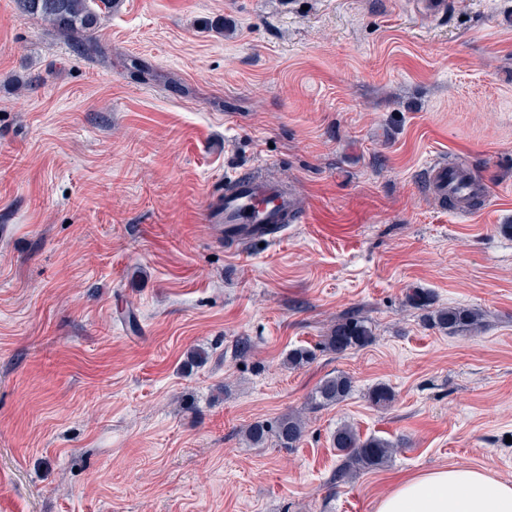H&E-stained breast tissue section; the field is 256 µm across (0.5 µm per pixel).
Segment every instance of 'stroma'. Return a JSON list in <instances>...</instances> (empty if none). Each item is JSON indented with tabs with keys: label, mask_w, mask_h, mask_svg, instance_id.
Listing matches in <instances>:
<instances>
[{
	"label": "stroma",
	"mask_w": 512,
	"mask_h": 512,
	"mask_svg": "<svg viewBox=\"0 0 512 512\" xmlns=\"http://www.w3.org/2000/svg\"><path fill=\"white\" fill-rule=\"evenodd\" d=\"M97 35L91 60L0 0V512H374L437 467L512 481V0H120ZM436 160L487 183L475 216L425 192ZM259 164L304 217L244 248L205 210ZM412 288L482 331L425 326ZM353 311L373 342L320 351ZM298 411L297 448L244 441ZM344 424L388 463L338 477ZM352 390V380L344 374L327 376L314 388L310 396V410H319L343 401ZM313 411V412H314Z\"/></svg>",
	"instance_id": "1"
}]
</instances>
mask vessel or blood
<instances>
[{"label":"vessel or blood","instance_id":"obj_1","mask_svg":"<svg viewBox=\"0 0 512 512\" xmlns=\"http://www.w3.org/2000/svg\"><path fill=\"white\" fill-rule=\"evenodd\" d=\"M426 189L440 204H452L460 215L472 213V195L487 192L486 185L450 170L444 161L430 165ZM298 209L297 198L285 191L280 181L260 171L242 181L235 193L225 196L210 212L223 220L227 238L238 239L259 227L278 226L284 213Z\"/></svg>","mask_w":512,"mask_h":512}]
</instances>
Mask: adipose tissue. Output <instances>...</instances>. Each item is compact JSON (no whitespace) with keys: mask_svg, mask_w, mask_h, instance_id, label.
Returning <instances> with one entry per match:
<instances>
[{"mask_svg":"<svg viewBox=\"0 0 512 512\" xmlns=\"http://www.w3.org/2000/svg\"><path fill=\"white\" fill-rule=\"evenodd\" d=\"M375 512H512V481L482 468L443 466L402 480Z\"/></svg>","mask_w":512,"mask_h":512,"instance_id":"adipose-tissue-1","label":"adipose tissue"}]
</instances>
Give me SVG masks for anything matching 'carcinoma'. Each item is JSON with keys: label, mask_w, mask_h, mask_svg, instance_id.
Returning a JSON list of instances; mask_svg holds the SVG:
<instances>
[{"label": "carcinoma", "mask_w": 512, "mask_h": 512, "mask_svg": "<svg viewBox=\"0 0 512 512\" xmlns=\"http://www.w3.org/2000/svg\"><path fill=\"white\" fill-rule=\"evenodd\" d=\"M18 15L22 18H36L45 22L77 49L92 56L98 53L95 39L101 17L112 13L118 6L117 0H14ZM407 301L425 311L423 321L430 327L450 335H473L483 326V315L472 308H432L429 294L414 290L406 295ZM374 335L368 321L349 313L334 323L320 341V347L336 354L364 347L371 343ZM315 359V353L308 348L288 351L286 363L291 368H302ZM352 390V380L344 374L327 376L314 388L309 406L319 410L343 401ZM370 399L378 407L388 406L393 393L385 385H378L370 392ZM305 432L302 416L289 413L274 421L257 422L244 431L246 441L252 446H263L269 442L279 448H295ZM333 445L342 453L344 461L340 472L356 474L378 468L391 456L394 444L382 437L362 438L350 425H343L333 434Z\"/></svg>", "instance_id": "carcinoma-1"}]
</instances>
